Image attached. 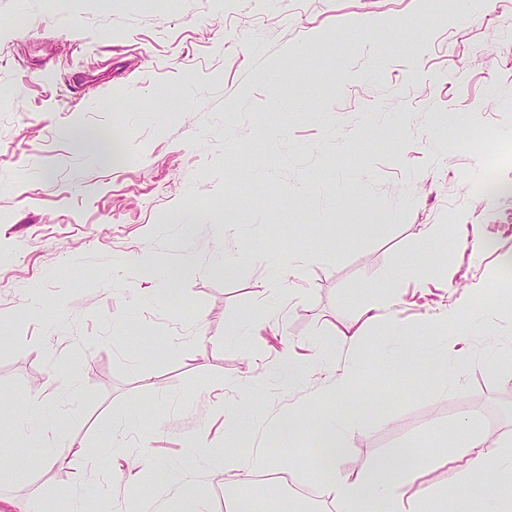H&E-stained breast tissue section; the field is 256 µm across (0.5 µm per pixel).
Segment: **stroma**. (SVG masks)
Instances as JSON below:
<instances>
[{
	"instance_id": "35a3bbf8",
	"label": "stroma",
	"mask_w": 512,
	"mask_h": 512,
	"mask_svg": "<svg viewBox=\"0 0 512 512\" xmlns=\"http://www.w3.org/2000/svg\"><path fill=\"white\" fill-rule=\"evenodd\" d=\"M509 31L512 0H0V425L39 385L99 458L51 464L16 434L0 496L133 512L150 494L163 512L174 474L223 512L204 459L239 424L238 512H343L312 436L271 424L335 421L348 373L372 409L338 475L446 452L424 510L458 500L460 426L491 415L512 440V197L478 190L512 144ZM80 124L117 134L121 157L72 141ZM228 204L250 213L231 232ZM178 268L174 295L151 289ZM394 274L348 357L340 323ZM452 308L465 335L441 321ZM461 343V371L430 370ZM287 354L301 386L277 376ZM86 359L78 381L57 372ZM119 416L124 454L156 462L136 483L110 462ZM261 448L312 497L255 483ZM277 367L280 374L291 386H298L304 383L308 375L305 366L290 355L282 357Z\"/></svg>"
}]
</instances>
